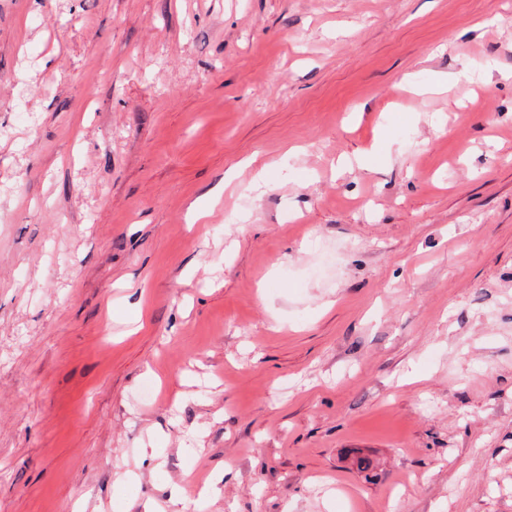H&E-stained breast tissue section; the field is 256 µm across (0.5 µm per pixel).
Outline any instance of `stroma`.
I'll use <instances>...</instances> for the list:
<instances>
[{
  "label": "stroma",
  "instance_id": "stroma-1",
  "mask_svg": "<svg viewBox=\"0 0 512 512\" xmlns=\"http://www.w3.org/2000/svg\"><path fill=\"white\" fill-rule=\"evenodd\" d=\"M187 475L512 512V0H0V512Z\"/></svg>",
  "mask_w": 512,
  "mask_h": 512
}]
</instances>
